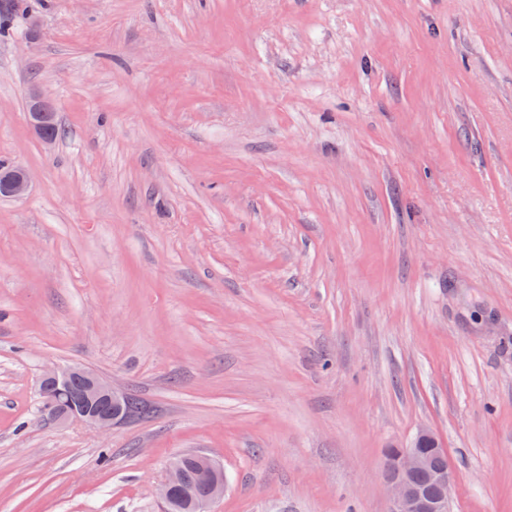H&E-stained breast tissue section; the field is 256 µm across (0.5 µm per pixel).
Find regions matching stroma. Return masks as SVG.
Wrapping results in <instances>:
<instances>
[{
	"label": "stroma",
	"mask_w": 512,
	"mask_h": 512,
	"mask_svg": "<svg viewBox=\"0 0 512 512\" xmlns=\"http://www.w3.org/2000/svg\"><path fill=\"white\" fill-rule=\"evenodd\" d=\"M0 37V512H512V0H24ZM64 134L45 146L28 94ZM80 364L146 417L58 424ZM29 187L27 175L21 172H14L0 178V195L7 197H18L24 195ZM396 451L397 448L388 449L385 458L393 457ZM436 457H448L447 448L432 430L422 428L391 462L385 463L383 474L390 490V512H450L455 484L452 466L446 458L438 460V465L446 468H438ZM426 474L437 489L434 495L418 485L434 491ZM194 476L200 492L188 497V505L192 512H211L212 504L224 496L223 468L207 454H197ZM191 511L182 509L180 512ZM185 465L183 455L173 457L168 464V474L161 485L160 496L169 508H174L181 503V499L176 495V488L184 479Z\"/></svg>",
	"instance_id": "35a3bbf8"
}]
</instances>
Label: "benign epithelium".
Returning a JSON list of instances; mask_svg holds the SVG:
<instances>
[{
	"label": "benign epithelium",
	"instance_id": "obj_1",
	"mask_svg": "<svg viewBox=\"0 0 512 512\" xmlns=\"http://www.w3.org/2000/svg\"><path fill=\"white\" fill-rule=\"evenodd\" d=\"M50 109V103L43 97L36 94L30 96L28 112L33 130L42 128ZM28 187L27 175L22 171L0 178L1 196H22ZM73 382L80 383L81 390L71 407L53 400L47 402L58 423L76 421L99 430H110L112 426L130 418L126 406L131 395L81 365H55L47 369L41 377L39 388L43 395L50 387L63 393L69 390ZM445 456L447 448L444 443L432 430L422 428L391 462L384 465L383 474L392 503L390 512H450L455 484L452 468L441 469L435 464V458ZM185 465L182 455L173 457L168 464V474L161 485L160 496L170 508L181 503L176 488L184 479ZM417 473L428 475L436 487L435 494H427L412 480ZM194 476L200 492L188 498V505L192 512H211L212 504L224 496L223 468L208 455L199 454L196 456Z\"/></svg>",
	"mask_w": 512,
	"mask_h": 512
}]
</instances>
